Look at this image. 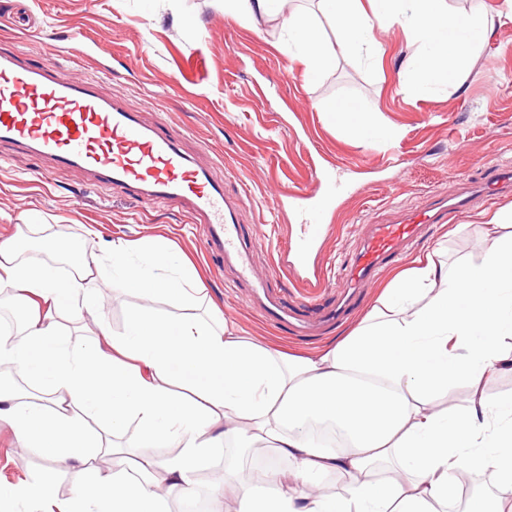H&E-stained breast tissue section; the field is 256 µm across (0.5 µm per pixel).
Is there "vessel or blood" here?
I'll return each mask as SVG.
<instances>
[{
    "mask_svg": "<svg viewBox=\"0 0 512 512\" xmlns=\"http://www.w3.org/2000/svg\"><path fill=\"white\" fill-rule=\"evenodd\" d=\"M65 49L83 56L97 50L83 31L71 30L64 43H50V52ZM0 141L25 148L60 167L88 172L105 186L129 190L153 202L187 207L200 219L210 247L234 257L242 278H250L249 255L242 248L248 229L240 205L227 201L223 185L190 160L159 125L141 123L135 107L100 95L94 86L50 65L19 62L0 54ZM467 209L462 198L450 205L425 209L404 224H372L348 274L349 281L373 279L400 256L401 248L423 224L447 222ZM256 303L261 316L278 323L311 314L323 320L338 310L319 300L288 302L259 284Z\"/></svg>",
    "mask_w": 512,
    "mask_h": 512,
    "instance_id": "obj_1",
    "label": "vessel or blood"
}]
</instances>
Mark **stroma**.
Segmentation results:
<instances>
[{
	"instance_id": "1",
	"label": "stroma",
	"mask_w": 512,
	"mask_h": 512,
	"mask_svg": "<svg viewBox=\"0 0 512 512\" xmlns=\"http://www.w3.org/2000/svg\"><path fill=\"white\" fill-rule=\"evenodd\" d=\"M454 13L488 19L456 87L437 84L422 95L400 89L405 60L419 53L411 35L396 27L374 29L381 50L369 59L342 49L333 23L321 12L312 20L333 61L318 75L305 74L288 47L280 19L253 25L224 12L222 0H0V52L22 62L46 59V38L80 27L99 47L95 59L70 56V75L94 80L98 92L140 109L142 121L164 122L195 162L209 164L226 196L240 201L264 241L253 251L258 278L278 254L303 239L297 210L277 209L274 198L323 179L335 187L329 230L313 244L306 269L270 280L293 295L318 279L324 301L336 277L357 254L366 227L447 200L465 187L468 210L445 224H424L399 261L361 285L357 303L342 320L310 336L266 322L254 307L252 286L235 266L211 251L201 225L181 208L142 200L131 192L94 184L81 170L0 142V238L17 225H41L44 236L66 237L99 254L112 241L164 236L201 274L225 318L246 336H260L294 352L320 347L355 327L398 272L438 252L445 263L479 262L491 239L485 219L512 207V193L480 192L485 166L512 169V21H499L503 0H447ZM347 100L367 111V134L354 136L333 118L329 104ZM94 226V236L83 232ZM112 333H124L135 302L120 277L101 284Z\"/></svg>"
}]
</instances>
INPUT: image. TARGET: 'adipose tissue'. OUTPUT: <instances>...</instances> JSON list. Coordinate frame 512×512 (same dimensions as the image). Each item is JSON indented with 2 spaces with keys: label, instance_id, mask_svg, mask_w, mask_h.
<instances>
[{
  "label": "adipose tissue",
  "instance_id": "1",
  "mask_svg": "<svg viewBox=\"0 0 512 512\" xmlns=\"http://www.w3.org/2000/svg\"><path fill=\"white\" fill-rule=\"evenodd\" d=\"M321 0L342 45L371 46L374 28L415 36L423 54L414 95L455 82L487 30L479 14L450 13L445 0ZM288 0H224L225 12L258 23L281 18L307 73L330 63L309 14ZM511 211L493 214L494 239L479 264L448 267L417 259L381 293L360 326L326 346L286 355L239 335L220 316L195 266L164 237L114 241L107 260L82 255L61 275L60 247L32 260V226L0 241V287L25 316L0 338V422L20 453L49 464L0 486V497L31 512H165L168 497L197 492L196 476L214 449L230 444L269 465L255 480L236 468L214 472L210 491H231L236 512H447L454 492L478 474L512 486V398L488 401L483 382L512 371V235L499 236ZM119 268L138 301L124 334L113 335L96 303L103 273ZM165 297L167 311L151 308ZM80 324L91 343L71 338ZM467 381L463 408L444 410L451 383ZM344 429V447L309 436L310 421ZM136 426L135 441L125 434ZM174 444L173 455L127 460L132 445ZM82 474L58 499L61 472ZM340 490L328 492L329 483Z\"/></svg>",
  "mask_w": 512,
  "mask_h": 512
}]
</instances>
